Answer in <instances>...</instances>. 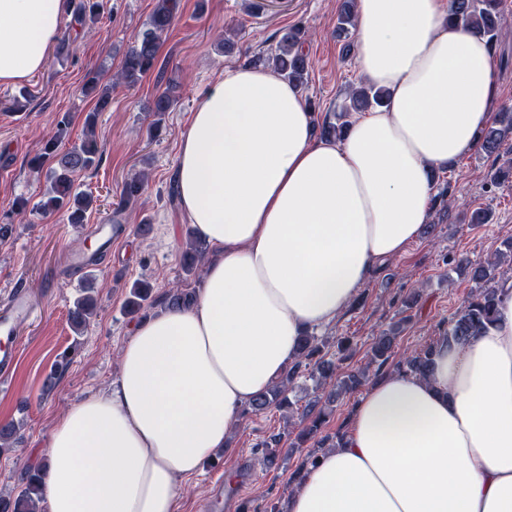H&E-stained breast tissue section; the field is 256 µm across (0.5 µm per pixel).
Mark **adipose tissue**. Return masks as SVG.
I'll return each instance as SVG.
<instances>
[{
    "label": "adipose tissue",
    "instance_id": "obj_1",
    "mask_svg": "<svg viewBox=\"0 0 512 512\" xmlns=\"http://www.w3.org/2000/svg\"><path fill=\"white\" fill-rule=\"evenodd\" d=\"M64 11L0 0V86L46 66ZM356 31L359 73L389 98L342 139H315L300 93L263 66L226 69L190 112L172 181L213 252L203 286L137 323L111 388L57 420L45 512H176L180 480L224 447L300 337L416 238L434 171L475 150L495 60L449 24L448 0H357ZM286 512H512V279L494 324L438 346L427 377L370 387Z\"/></svg>",
    "mask_w": 512,
    "mask_h": 512
}]
</instances>
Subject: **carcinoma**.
Instances as JSON below:
<instances>
[{"label": "carcinoma", "mask_w": 512, "mask_h": 512, "mask_svg": "<svg viewBox=\"0 0 512 512\" xmlns=\"http://www.w3.org/2000/svg\"><path fill=\"white\" fill-rule=\"evenodd\" d=\"M179 10V0H156L155 7L142 29L126 52L123 65L116 75V83L128 87L137 85L140 80L154 69L165 37L173 26ZM448 20L453 24L469 27L486 38L491 51H496L503 38L500 27V0H449ZM77 21L80 25L92 28L97 21L96 4H80ZM356 26L355 0H344L336 22V39L347 41L354 34ZM307 31L303 27H291L280 31V37L274 51L260 54L254 62L272 69L277 75L288 80L297 87L306 84L310 60L303 51ZM86 90L97 93L98 109H103L108 103L112 85L100 83L98 77H93L87 84ZM388 93L382 88L360 80L349 85L342 104L339 106L337 121L325 122L321 126V134L327 138H339L347 129L349 118L354 112H366L384 104ZM177 104L172 86L156 95L149 110L155 114L170 112ZM67 119H62L55 135L50 138L42 154L33 158L30 169L36 173L48 169V185L43 193L40 210L52 215L64 211L70 224L85 222L86 213L93 208L95 199L92 194L77 190L74 174L78 171L90 170L96 167L102 157L103 149L91 134H86L80 143L74 145L62 155L56 154L57 139L61 137ZM512 140V109L504 106L500 109L497 124L484 128L478 135V145L489 154L500 151L504 143ZM53 165L46 166L47 161ZM148 177L139 174L125 181L122 190L121 206L127 207L138 201L145 191ZM512 181V159H507L502 166L490 172L489 183L499 187ZM206 260V247L193 235H188L185 249L181 256V269L187 276H198ZM512 264V253L508 257H490L482 263L469 265L472 279L479 284L473 289L459 312L448 322V331L436 342L421 349L404 359V372L423 376L432 363L434 349L443 343L462 341L470 336H476L485 331L495 321L498 281L497 268L502 261ZM195 293L179 286L169 289L165 294L153 296V285L148 280H138L132 283L126 308L130 314L143 317L157 305L170 308H184L191 305ZM97 299L94 290L88 288L80 296L69 311V321L72 327L80 332L86 328L96 315ZM396 340L395 331L391 330L375 338L371 346L372 361L384 364L390 357ZM325 342L313 335L300 339V354L297 361L289 368L285 378L267 392L249 402L252 412L259 413L270 407L292 409L297 403L290 398L294 391V382L302 373L312 381V389L322 392V395L308 401L305 415L318 412L298 433L300 443L311 439L316 440L317 447L328 446L335 448L343 441L344 436H336V441L329 438H317L326 412L319 408L321 402L332 403L335 393L325 391V386L336 382V386L350 392L361 386L367 379L366 372H349L339 375L341 362L344 357L332 358L323 354ZM43 475L40 471H29L22 478L21 487L13 494L0 496V512H42Z\"/></svg>", "instance_id": "1"}]
</instances>
